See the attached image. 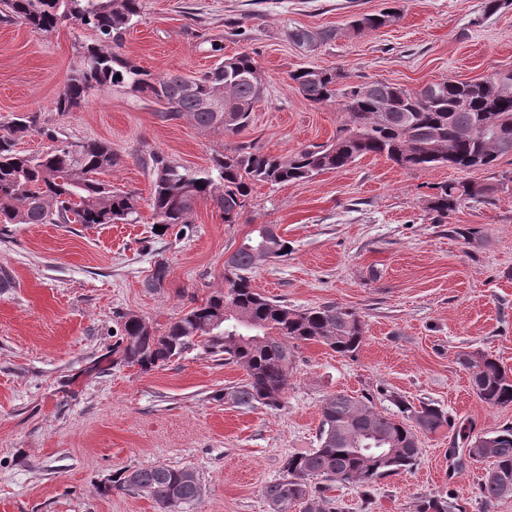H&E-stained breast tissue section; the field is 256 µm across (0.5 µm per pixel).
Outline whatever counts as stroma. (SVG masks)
Masks as SVG:
<instances>
[{
    "label": "stroma",
    "instance_id": "35a3bbf8",
    "mask_svg": "<svg viewBox=\"0 0 512 512\" xmlns=\"http://www.w3.org/2000/svg\"><path fill=\"white\" fill-rule=\"evenodd\" d=\"M488 0H144L121 54L153 74L194 76L243 46L258 49L266 93L241 136L164 118L154 102L101 90L80 108L54 101L93 31L68 23L42 35L0 18V127L34 114L24 153L73 142H109L120 158L108 179L140 199L134 224H5L0 268V512H159L144 492L112 488L124 471L163 464L192 468L204 487L192 512H269L262 494L288 455L317 445L325 398L342 391L394 412V397L441 408L449 423L420 434L409 471L369 494L315 480L337 512H417L447 498L449 512H512V498L486 504L485 463L448 472V451L465 435L512 426V406L481 401L461 353L488 354L512 372V154L469 171L490 185L486 202L465 203L432 221L433 188L458 179L445 167L412 170L365 156L342 171L255 186L238 223L198 202L187 229L156 234L147 203L152 176L143 157L158 151L191 169L253 142L273 155L332 141L345 123L336 102L308 100L290 79L333 68L352 81L410 90L440 80L482 79L512 69V5ZM397 6L398 20L354 33L349 17ZM294 27L333 29L315 49L291 42ZM246 41L235 40L234 31ZM262 224L287 239V257L260 263L253 284L293 309L336 304L364 326L359 352L344 357L302 343L281 409L243 410L219 401L244 377L203 346L149 373L113 361L120 316L165 330L224 281V260ZM169 275L147 288L156 262Z\"/></svg>",
    "mask_w": 512,
    "mask_h": 512
}]
</instances>
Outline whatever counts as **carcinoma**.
<instances>
[{
  "mask_svg": "<svg viewBox=\"0 0 512 512\" xmlns=\"http://www.w3.org/2000/svg\"><path fill=\"white\" fill-rule=\"evenodd\" d=\"M142 13V0H0V15L17 18L33 31L48 35L65 21L91 29L98 44L86 47L70 69L55 109L70 112L94 91L119 87L147 96L171 118H186L202 129L237 135L252 122L254 107L266 91L256 50L224 58L193 78L168 73L155 76L118 52L129 28ZM397 19V12L356 14L348 21L359 33L378 30ZM332 29L295 27L289 39L315 48L335 38ZM312 102L331 100L347 114L336 140L307 146L289 156L241 143L212 158L204 169H188L151 153L143 160L152 173L149 206L155 224L164 228L191 223L195 204L207 200L236 224L254 186L287 184L325 171H339L366 155L383 156L407 169L448 166L460 172L492 168L499 156L512 154V92H503L492 75L480 81L434 82L409 90L383 82H344L342 75L302 68L290 74ZM223 94L226 112H212L201 101ZM37 124V116L15 119L0 134V224L134 223L139 200L102 179L119 165V156L103 141H62L46 152L21 154L15 142ZM490 188L466 178L435 187L429 205L441 223L465 202L487 198ZM288 240L272 224L246 237L224 263V287L212 292L163 334L138 315L125 313L115 361L149 372L166 366L199 341L209 353L245 371V378L224 388L219 399L238 409L282 406L298 343H321L342 356L354 355L364 342L359 315L326 305L291 309L261 294L251 273L260 262L287 256ZM233 318L216 320L226 314ZM461 364L469 370L478 397L493 407L512 405V376L493 359L471 355ZM399 414L377 411L366 396L346 392L327 396L321 407L317 447L288 455L282 477L263 489L271 512H336L333 500L313 494L312 478L341 481L368 489L379 480L409 470L421 453L418 433H433L448 423L442 409H417L396 399ZM467 456L488 461L480 485L485 502L512 497V427L468 439ZM115 486L148 493L160 512H185L202 498L196 472L188 467L155 465L119 475Z\"/></svg>",
  "mask_w": 512,
  "mask_h": 512,
  "instance_id": "1",
  "label": "carcinoma"
}]
</instances>
